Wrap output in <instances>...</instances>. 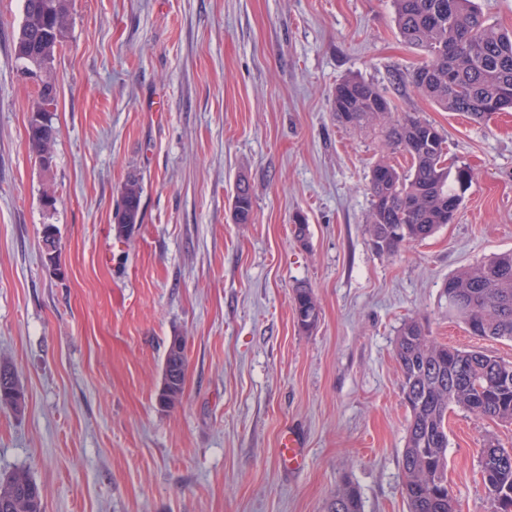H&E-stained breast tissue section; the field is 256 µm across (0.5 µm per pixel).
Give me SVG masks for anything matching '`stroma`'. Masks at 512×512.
<instances>
[{"mask_svg": "<svg viewBox=\"0 0 512 512\" xmlns=\"http://www.w3.org/2000/svg\"><path fill=\"white\" fill-rule=\"evenodd\" d=\"M70 12L47 174L14 56L22 0H0V360L26 400L0 408V476L28 471L43 512H325L346 477L364 512H407L398 329L417 319L438 342L512 360L511 342L450 320L443 294L451 274L512 250V112L477 122L393 85L423 54L400 38L391 0H70ZM350 76L434 123L472 175L456 220L395 255L365 233L382 139L330 110ZM131 176L143 222L120 238ZM241 180L249 224L231 212ZM301 285L319 305L307 334ZM174 336L183 396L163 410ZM290 428L299 471L280 458ZM490 437L512 448V425L449 412L456 512H492L479 467ZM293 301L299 328L303 332L312 331L319 316L317 300L312 290L305 286L295 288ZM280 454L288 459V468L298 470L304 463V444L300 436L293 430L284 432L279 443Z\"/></svg>", "mask_w": 512, "mask_h": 512, "instance_id": "obj_1", "label": "stroma"}]
</instances>
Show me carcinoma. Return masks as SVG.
Returning a JSON list of instances; mask_svg holds the SVG:
<instances>
[{
	"label": "carcinoma",
	"instance_id": "obj_1",
	"mask_svg": "<svg viewBox=\"0 0 512 512\" xmlns=\"http://www.w3.org/2000/svg\"><path fill=\"white\" fill-rule=\"evenodd\" d=\"M403 40L425 59L393 75L395 84L411 87L446 112H463L484 121L512 98V31L491 26L475 0H392ZM69 0H24L23 22L14 44L18 67L47 68L43 88L31 109L56 94L53 66L66 38ZM336 121L355 131L377 130L392 154L410 161L401 171L388 159L370 170L371 198L365 231L376 252L394 254L406 243L426 239L456 219L466 182L452 174L446 140L440 130L416 113L396 112L386 92L361 78L336 85L330 101ZM57 130L50 112L28 134L36 156L54 153ZM143 187L126 180L115 210L117 233L127 235L142 223ZM237 224L253 220V200L246 184L232 202ZM448 317L474 336L512 342V251L492 256L448 278ZM299 328L312 331L319 310L312 290H294ZM395 360L404 400L410 409L401 452L403 494L408 512H455L448 485V412L471 414L512 425V361L480 348L459 349L433 341L416 320L404 322L395 339ZM186 371L183 341L171 339L158 404L168 408L182 395ZM21 411L23 389L13 368L0 362V406ZM480 471L494 512H512V448L489 438L481 448ZM0 512H43L38 484L24 470L0 479ZM326 512H363L359 487L344 480L330 496Z\"/></svg>",
	"mask_w": 512,
	"mask_h": 512
}]
</instances>
